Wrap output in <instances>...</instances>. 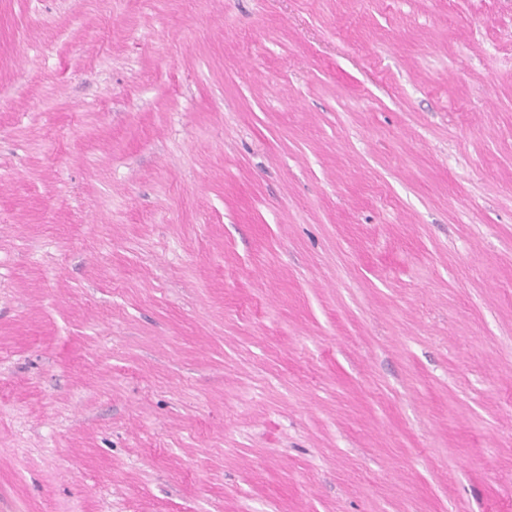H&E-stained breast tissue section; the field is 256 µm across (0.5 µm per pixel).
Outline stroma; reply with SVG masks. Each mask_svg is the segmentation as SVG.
Masks as SVG:
<instances>
[{"label":"stroma","mask_w":512,"mask_h":512,"mask_svg":"<svg viewBox=\"0 0 512 512\" xmlns=\"http://www.w3.org/2000/svg\"><path fill=\"white\" fill-rule=\"evenodd\" d=\"M0 512H512V0H0Z\"/></svg>","instance_id":"obj_1"}]
</instances>
